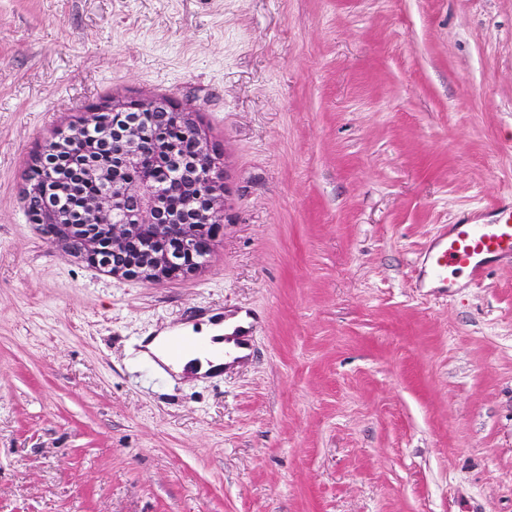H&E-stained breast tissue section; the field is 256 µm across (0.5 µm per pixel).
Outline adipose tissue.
I'll list each match as a JSON object with an SVG mask.
<instances>
[{
	"instance_id": "adipose-tissue-1",
	"label": "adipose tissue",
	"mask_w": 512,
	"mask_h": 512,
	"mask_svg": "<svg viewBox=\"0 0 512 512\" xmlns=\"http://www.w3.org/2000/svg\"><path fill=\"white\" fill-rule=\"evenodd\" d=\"M189 328L177 326L160 331L143 350V357H156L175 374L192 379L219 367L224 362V327L220 324L204 326L199 335L194 336L196 343L202 344L203 352L187 353L174 358L168 353L169 342L180 335H189Z\"/></svg>"
}]
</instances>
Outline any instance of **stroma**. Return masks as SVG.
Listing matches in <instances>:
<instances>
[{"mask_svg":"<svg viewBox=\"0 0 512 512\" xmlns=\"http://www.w3.org/2000/svg\"><path fill=\"white\" fill-rule=\"evenodd\" d=\"M223 158L202 269L50 244L34 156L115 99ZM512 198V0H0V512H512V262L421 284ZM246 311L197 382L142 337Z\"/></svg>","mask_w":512,"mask_h":512,"instance_id":"obj_1","label":"stroma"}]
</instances>
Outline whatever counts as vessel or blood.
<instances>
[{
    "label": "vessel or blood",
    "instance_id": "obj_1",
    "mask_svg": "<svg viewBox=\"0 0 512 512\" xmlns=\"http://www.w3.org/2000/svg\"><path fill=\"white\" fill-rule=\"evenodd\" d=\"M512 260V203L500 204L490 224L464 220L448 225L427 251L425 275L436 285H448L449 270L468 272L480 279L488 262ZM250 328L228 325L224 328V352L247 347Z\"/></svg>",
    "mask_w": 512,
    "mask_h": 512
}]
</instances>
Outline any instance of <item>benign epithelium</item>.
Returning a JSON list of instances; mask_svg holds the SVG:
<instances>
[{
  "instance_id": "obj_1",
  "label": "benign epithelium",
  "mask_w": 512,
  "mask_h": 512,
  "mask_svg": "<svg viewBox=\"0 0 512 512\" xmlns=\"http://www.w3.org/2000/svg\"><path fill=\"white\" fill-rule=\"evenodd\" d=\"M145 107L164 112L171 122L181 126L196 144L197 159L207 161L198 171L202 189L190 208L192 219L188 224L177 225V247L162 248L153 240L143 238L146 226L156 228L158 237L168 232L170 219L164 210L165 186L145 177L121 179L112 175V169L92 161L84 166V179L98 186V190L84 202L80 215L105 217L106 231L99 233L97 224H75L43 201L47 197L44 186L36 179L26 177L24 198L32 222L43 227L48 241L61 246L88 264L101 267L114 276L132 278L147 283H161L186 278L194 274L203 261L194 257L197 234L210 232L217 238L223 223L221 176L215 171V150L193 117V113L178 109L166 98L147 101ZM123 101L86 111V117L69 133L50 143L46 152L55 153L72 147L106 127L104 114L123 112ZM122 142L120 163L131 169L140 164L142 154L141 133L138 120L132 118L118 132ZM133 244L138 245L140 258L125 266H109V256H120Z\"/></svg>"
}]
</instances>
